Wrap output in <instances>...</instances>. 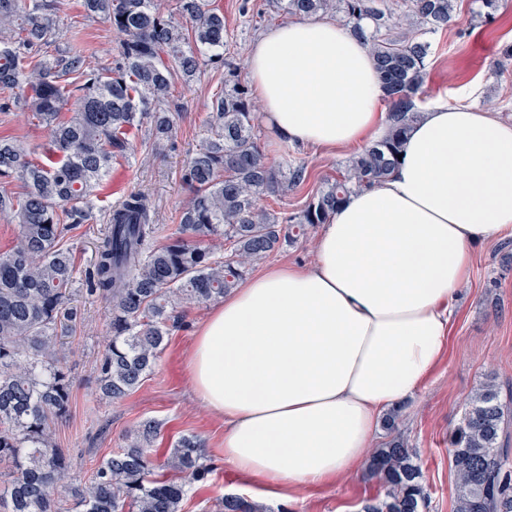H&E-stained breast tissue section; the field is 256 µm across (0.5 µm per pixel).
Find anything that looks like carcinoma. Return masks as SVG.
<instances>
[{"label":"carcinoma","instance_id":"obj_1","mask_svg":"<svg viewBox=\"0 0 512 512\" xmlns=\"http://www.w3.org/2000/svg\"><path fill=\"white\" fill-rule=\"evenodd\" d=\"M292 16L335 13L373 55L388 129L351 155L305 205L292 212L267 208L306 178L304 163L268 161L247 85L234 81L213 95L207 136L182 169L189 197L169 233L156 223L150 198L131 191L109 212L84 276L86 291L106 301L112 336L96 364L101 394L113 401L137 389L151 372L171 329L194 305L224 297L250 266L326 223L355 190L385 179L421 113L415 98L431 44L423 39L448 27L456 0H405L398 26L377 0H276ZM83 11L122 36L111 68L90 70L77 45L61 49L59 0H0V91L23 100L51 139L49 162H36L16 139L0 138V178L17 176L23 191H0V212L12 214L17 243L0 252V512H180L190 485L204 478L205 449L180 438L162 467L177 480L154 475L151 446L158 426L147 422L93 468L68 485L69 460L56 447L55 427L70 415L73 378L59 330L75 320L69 306L77 265L61 245L71 227L92 217L93 197L130 149L128 132L148 128L159 149L176 134L166 108L176 82L189 84L224 64L229 48L224 13L211 0H83ZM84 79L77 108L68 79ZM512 393L494 380L470 398L450 434L455 512H512V460L505 445ZM386 488L363 512H423L422 472L403 440L375 449L368 463ZM218 512H258L227 497Z\"/></svg>","mask_w":512,"mask_h":512}]
</instances>
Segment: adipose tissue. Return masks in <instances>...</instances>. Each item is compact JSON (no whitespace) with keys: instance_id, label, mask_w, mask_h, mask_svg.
<instances>
[{"instance_id":"ef3b65f1","label":"adipose tissue","mask_w":512,"mask_h":512,"mask_svg":"<svg viewBox=\"0 0 512 512\" xmlns=\"http://www.w3.org/2000/svg\"><path fill=\"white\" fill-rule=\"evenodd\" d=\"M247 74L275 142L333 150L386 132L375 62L336 21L272 27ZM401 155L321 226L312 262L244 280L196 330L189 386L251 480L293 490L359 474L382 416L446 351L473 246L512 241V121L436 105Z\"/></svg>"}]
</instances>
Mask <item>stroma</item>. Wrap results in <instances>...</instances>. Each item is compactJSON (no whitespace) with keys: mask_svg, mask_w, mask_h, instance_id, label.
Wrapping results in <instances>:
<instances>
[{"mask_svg":"<svg viewBox=\"0 0 512 512\" xmlns=\"http://www.w3.org/2000/svg\"><path fill=\"white\" fill-rule=\"evenodd\" d=\"M224 14L234 52L223 66L206 70L191 86H177L169 108L177 119L178 134L163 153L152 151L143 134L131 138L132 150L117 159L106 176L104 191L94 200L93 218L76 225L66 241L80 268H87L112 206L130 191L148 193L156 219L165 227L179 221L187 197L180 173L199 147L212 110L214 93L225 78L246 77V56L252 43L270 27L285 22L268 0H213ZM479 0H458L447 29L431 34V53L417 106L435 102L469 105L497 112L512 120V0H499L494 20L480 18ZM59 28L63 42L78 40L86 49L91 68L110 67L120 37L101 20L85 17L81 0H60ZM26 143L34 159H42L50 130L42 126L23 103L9 102L0 109V138ZM270 161L285 152L307 164V178L288 195L289 210L300 208L322 178L335 174L353 153L352 148L321 151L301 146L285 148L263 137ZM472 275L460 288L449 330V347L425 378L418 393L399 407L396 433L412 448L429 495L425 512H454V470L448 436L462 420L465 402L489 378L512 383V246L483 242L473 248ZM73 300L81 311L76 331L68 337L67 361L74 378L69 419L57 429L56 441L71 458L70 474L89 476L92 467L124 438L148 420L159 425L153 443L156 463L184 436L200 438L210 471L193 484L182 502V512H213L222 498L239 496L263 506L267 512H362L367 501L383 498L380 482L360 474L340 478L331 485H308L289 496H272L224 461V426L193 395L186 364L194 332L208 307L186 312L172 330L164 350L143 384L123 399H102L96 389L95 364L109 334L110 307L88 295L83 279L74 283Z\"/></svg>","mask_w":512,"mask_h":512,"instance_id":"stroma-1","label":"stroma"}]
</instances>
